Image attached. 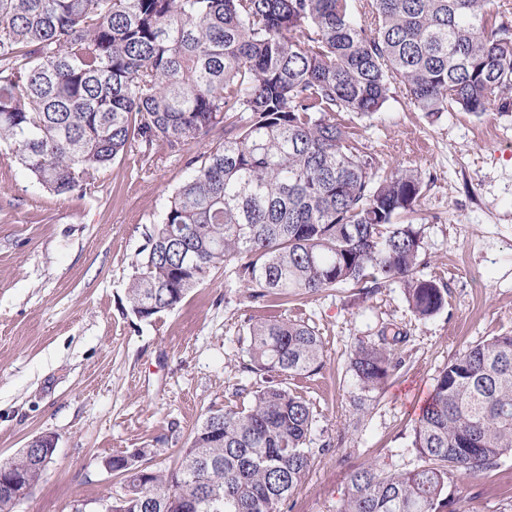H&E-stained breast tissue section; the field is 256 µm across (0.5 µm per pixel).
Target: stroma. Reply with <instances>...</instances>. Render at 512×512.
I'll list each match as a JSON object with an SVG mask.
<instances>
[{
  "instance_id": "35a3bbf8",
  "label": "stroma",
  "mask_w": 512,
  "mask_h": 512,
  "mask_svg": "<svg viewBox=\"0 0 512 512\" xmlns=\"http://www.w3.org/2000/svg\"><path fill=\"white\" fill-rule=\"evenodd\" d=\"M364 142L382 167L422 171L420 273L443 283L447 305L420 321L400 283L370 296L339 288L286 305L252 302L223 272L150 320L128 301L139 252L171 194L189 176L194 145L130 151L94 193L56 196L0 155V461L35 435L57 439L50 473L16 512H99L117 479L103 462L138 448L171 465L209 412L249 405V327L274 316L315 327L324 357L299 380L314 425L310 471L281 512H338L347 476L370 462L413 468L411 429L448 361L512 334V113L449 112L428 123L396 94ZM400 328L403 368L384 389H359L348 354L381 327ZM454 512H512V454L448 484Z\"/></svg>"
}]
</instances>
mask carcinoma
Instances as JSON below:
<instances>
[{
    "instance_id": "obj_1",
    "label": "carcinoma",
    "mask_w": 512,
    "mask_h": 512,
    "mask_svg": "<svg viewBox=\"0 0 512 512\" xmlns=\"http://www.w3.org/2000/svg\"><path fill=\"white\" fill-rule=\"evenodd\" d=\"M0 0V146L46 191L84 196L126 157L203 145L147 237L128 300L149 320L222 269L255 301L403 284L429 319L447 289L418 275L423 173L385 170L363 136L399 85L431 122L512 112V0ZM251 404L208 414L167 469L112 457L123 512H280L311 466L313 411L286 380L318 371L322 342L287 318L249 327ZM398 333L360 342L363 391L402 366ZM421 464L349 476L339 512H454L448 481L512 453V335L448 363L413 428ZM6 463L31 489L47 470Z\"/></svg>"
}]
</instances>
